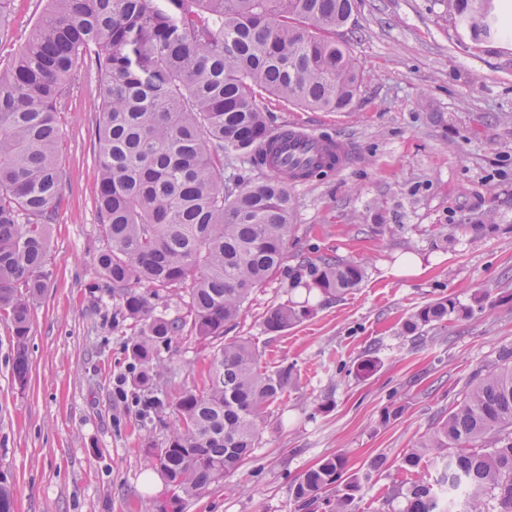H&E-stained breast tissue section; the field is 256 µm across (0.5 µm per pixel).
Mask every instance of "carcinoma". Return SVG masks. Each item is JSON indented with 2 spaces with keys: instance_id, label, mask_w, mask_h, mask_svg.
<instances>
[{
  "instance_id": "obj_1",
  "label": "carcinoma",
  "mask_w": 512,
  "mask_h": 512,
  "mask_svg": "<svg viewBox=\"0 0 512 512\" xmlns=\"http://www.w3.org/2000/svg\"><path fill=\"white\" fill-rule=\"evenodd\" d=\"M441 2L474 40L507 31L494 0ZM353 9L354 0H47L0 68V310L13 324L15 378L26 382L31 303L49 280L48 226L61 201L58 110L74 68L88 60L100 76L96 203L107 247L98 266L122 316L140 325L128 343L139 381L185 326L217 342L207 384L178 397L177 428L150 456L176 487V509L259 447L266 411L292 380V368L266 369L258 347L224 332L256 286L283 270L296 235L291 174L269 172L280 154L268 99L314 112L350 108L360 74L336 30ZM232 159L262 176H225ZM288 276L291 287L329 300L356 287L363 270L323 259ZM138 284L187 287L189 320L155 313ZM472 312L443 297L405 329L417 335ZM313 313L307 302L282 304L264 323L282 332ZM399 469V512H512L511 349ZM359 489V477H343L341 457L330 455L292 495L307 512H349ZM12 504L0 475V512Z\"/></svg>"
}]
</instances>
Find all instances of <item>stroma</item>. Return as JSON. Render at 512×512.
Wrapping results in <instances>:
<instances>
[{
  "label": "stroma",
  "mask_w": 512,
  "mask_h": 512,
  "mask_svg": "<svg viewBox=\"0 0 512 512\" xmlns=\"http://www.w3.org/2000/svg\"><path fill=\"white\" fill-rule=\"evenodd\" d=\"M45 5L12 0L1 67ZM337 37L360 72L353 106L274 108L277 125L350 152L343 172L291 186L297 241L286 264L337 257L364 277L330 301L284 274L254 290L229 333L250 339L267 369L292 367L294 380L252 457L181 512H302L292 487L331 454L364 478L352 512H393L384 494L403 454L512 348V35L472 40L439 0H355ZM97 85L77 64L60 105L62 202L48 229L49 285L31 305L26 384L14 378L12 322L0 311V475L13 512H159L170 493L164 480L147 483L148 458L214 351L187 334L162 347L169 405L144 426L127 352L139 325L117 316L97 264ZM447 296L471 315L420 338L405 332L412 313ZM304 300L310 318L266 330L269 309ZM367 358L372 369L358 372ZM395 406L402 414L387 419Z\"/></svg>",
  "instance_id": "obj_1"
}]
</instances>
